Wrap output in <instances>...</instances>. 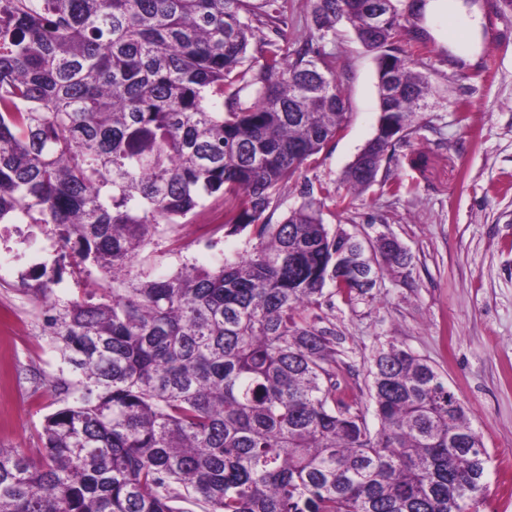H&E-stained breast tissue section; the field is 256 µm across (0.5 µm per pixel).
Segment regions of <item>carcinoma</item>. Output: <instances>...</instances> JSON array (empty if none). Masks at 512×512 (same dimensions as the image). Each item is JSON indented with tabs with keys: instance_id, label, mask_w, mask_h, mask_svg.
<instances>
[{
	"instance_id": "obj_1",
	"label": "carcinoma",
	"mask_w": 512,
	"mask_h": 512,
	"mask_svg": "<svg viewBox=\"0 0 512 512\" xmlns=\"http://www.w3.org/2000/svg\"><path fill=\"white\" fill-rule=\"evenodd\" d=\"M367 0H310L323 38L345 17L376 53L377 136L339 187L283 184L344 126L336 56L288 53L291 0H0V224L53 233L52 268L25 277L58 353L63 406L42 448H0V512H474L489 455L440 373L387 338L369 404L336 397V336L311 310L371 295L406 268L397 238L362 242L322 218L338 188L378 180L428 94L394 47L403 4L374 27ZM271 28L249 54L253 22ZM403 131L395 139L391 127ZM213 198L251 253L152 277L140 252ZM76 256L101 288L59 298ZM373 414L378 428L371 430Z\"/></svg>"
}]
</instances>
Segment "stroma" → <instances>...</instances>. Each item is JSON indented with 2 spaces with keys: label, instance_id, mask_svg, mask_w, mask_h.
I'll return each mask as SVG.
<instances>
[{
  "label": "stroma",
  "instance_id": "1",
  "mask_svg": "<svg viewBox=\"0 0 512 512\" xmlns=\"http://www.w3.org/2000/svg\"><path fill=\"white\" fill-rule=\"evenodd\" d=\"M478 6L485 29L475 63L464 49L440 44L410 16L412 53L432 86L427 108L412 119L414 133L395 147L380 174L402 182L397 195L372 188L349 206L328 203L325 223L361 238L385 232L406 248L407 268L384 272L371 298L346 305L340 297L316 314L337 338L352 373L340 382L347 399L367 402L366 374L378 341L393 336L428 359L463 401L490 454L489 490L479 512H512V7L503 0H464ZM316 42V41H315ZM333 54L348 102L343 131L302 167L267 212L279 223L300 202L301 182L337 180L377 129L374 55L347 25L316 42ZM222 202L206 200L176 229L184 243L172 251L154 236L138 267L151 275L183 264L210 267L217 256L251 252L250 230L223 229ZM0 309L11 332L0 335V446L31 453L40 446L45 416L60 399L48 386L58 357L44 332L42 308L0 280Z\"/></svg>",
  "mask_w": 512,
  "mask_h": 512
}]
</instances>
